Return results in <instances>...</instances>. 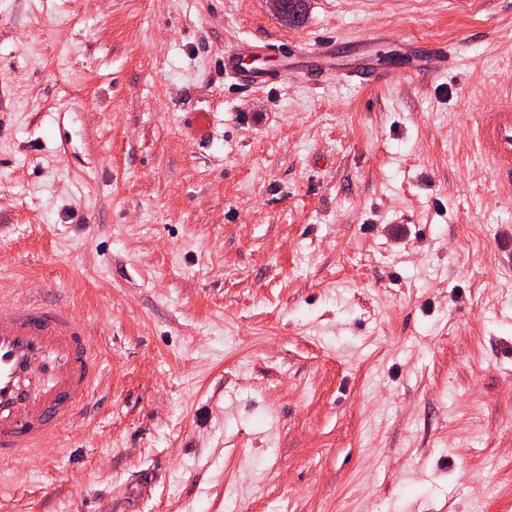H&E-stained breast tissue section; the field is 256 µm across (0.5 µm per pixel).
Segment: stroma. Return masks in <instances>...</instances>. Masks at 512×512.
<instances>
[{
    "instance_id": "obj_1",
    "label": "stroma",
    "mask_w": 512,
    "mask_h": 512,
    "mask_svg": "<svg viewBox=\"0 0 512 512\" xmlns=\"http://www.w3.org/2000/svg\"><path fill=\"white\" fill-rule=\"evenodd\" d=\"M510 86L512 0H0V304L63 299L104 373L0 512H512V196L468 133ZM269 2L273 5L275 12L282 22L290 25L296 24L294 16L288 14V12H292L297 15L298 24L303 23L307 10L306 0H281L283 9L288 12L281 8L280 0H269ZM260 49L250 43H241L235 49L224 53V72L233 77L244 88H256L268 85L279 79L280 75L259 67H246L243 59L250 54H259Z\"/></svg>"
}]
</instances>
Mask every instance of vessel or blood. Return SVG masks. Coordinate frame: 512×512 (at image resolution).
Here are the masks:
<instances>
[{"mask_svg":"<svg viewBox=\"0 0 512 512\" xmlns=\"http://www.w3.org/2000/svg\"><path fill=\"white\" fill-rule=\"evenodd\" d=\"M248 43L224 53V71L240 86L277 81L276 73L248 67ZM472 141L490 166L496 186L512 195V87L494 111L477 113ZM101 381L100 359L89 327L59 303L15 297L0 305V463L41 448L80 421Z\"/></svg>","mask_w":512,"mask_h":512,"instance_id":"obj_1","label":"vessel or blood"}]
</instances>
